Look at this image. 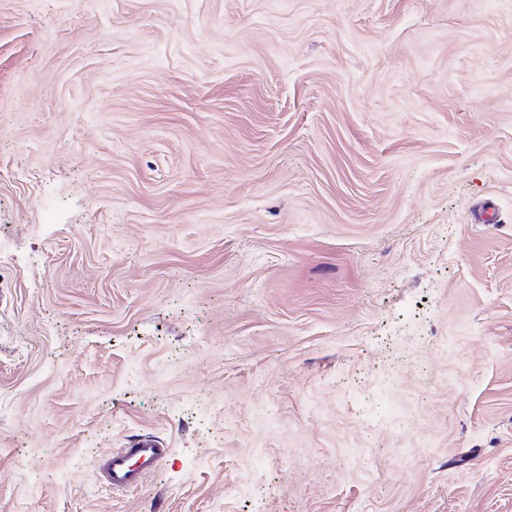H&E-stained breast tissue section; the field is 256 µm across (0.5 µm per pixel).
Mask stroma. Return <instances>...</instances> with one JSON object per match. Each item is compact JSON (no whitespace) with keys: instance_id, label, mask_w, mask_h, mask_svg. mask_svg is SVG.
Masks as SVG:
<instances>
[{"instance_id":"obj_1","label":"stroma","mask_w":512,"mask_h":512,"mask_svg":"<svg viewBox=\"0 0 512 512\" xmlns=\"http://www.w3.org/2000/svg\"><path fill=\"white\" fill-rule=\"evenodd\" d=\"M0 512H512V0H0ZM166 453L156 439L142 438L95 459L93 465L113 490L128 491L157 469Z\"/></svg>"}]
</instances>
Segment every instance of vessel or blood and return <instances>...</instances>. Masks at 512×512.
Here are the masks:
<instances>
[{"mask_svg":"<svg viewBox=\"0 0 512 512\" xmlns=\"http://www.w3.org/2000/svg\"><path fill=\"white\" fill-rule=\"evenodd\" d=\"M166 453L156 439L142 438L95 459L93 465L112 489L128 491L157 469Z\"/></svg>","mask_w":512,"mask_h":512,"instance_id":"b4317fda","label":"vessel or blood"}]
</instances>
